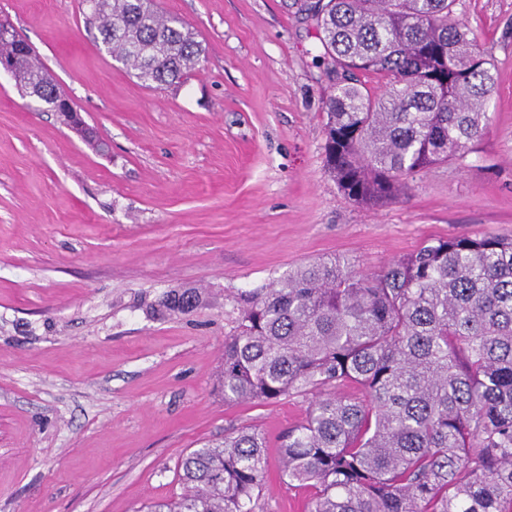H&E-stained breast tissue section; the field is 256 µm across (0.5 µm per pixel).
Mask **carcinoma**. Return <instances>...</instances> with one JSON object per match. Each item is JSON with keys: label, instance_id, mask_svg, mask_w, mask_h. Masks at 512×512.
<instances>
[{"label": "carcinoma", "instance_id": "cac0c4a2", "mask_svg": "<svg viewBox=\"0 0 512 512\" xmlns=\"http://www.w3.org/2000/svg\"><path fill=\"white\" fill-rule=\"evenodd\" d=\"M86 2L105 51L146 87L199 64L194 32L154 0ZM458 2L292 0L334 85L326 165L351 201L396 199L481 135L495 76ZM1 57L36 101L60 95L31 52L1 44ZM196 299L177 291L162 305L185 313ZM236 303L224 401L313 396L280 445L283 478L313 489L307 512H512V237L430 239L369 273L322 258ZM266 467L263 433L238 428L183 456L184 494L149 512H255Z\"/></svg>", "mask_w": 512, "mask_h": 512}]
</instances>
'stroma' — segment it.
<instances>
[{"mask_svg":"<svg viewBox=\"0 0 512 512\" xmlns=\"http://www.w3.org/2000/svg\"><path fill=\"white\" fill-rule=\"evenodd\" d=\"M204 49L150 89L113 60L82 0H0L101 154L0 75V512H144L183 493L181 458L225 430L267 442L263 512H305L279 437L310 396L228 403L233 299L342 255L373 272L432 238L512 236V0H460L497 81L463 159L377 207L325 166L329 83L315 30L281 0H156ZM196 308L171 314V290Z\"/></svg>","mask_w":512,"mask_h":512,"instance_id":"obj_1","label":"stroma"}]
</instances>
